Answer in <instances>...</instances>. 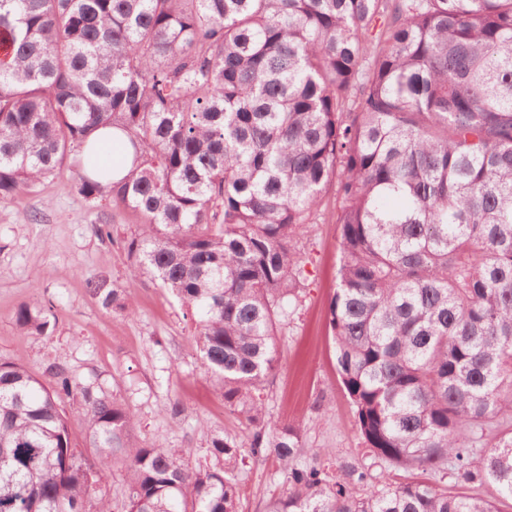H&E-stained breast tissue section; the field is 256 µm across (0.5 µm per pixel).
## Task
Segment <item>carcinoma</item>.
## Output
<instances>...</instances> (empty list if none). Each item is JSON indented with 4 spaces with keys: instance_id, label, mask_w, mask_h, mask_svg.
I'll return each mask as SVG.
<instances>
[{
    "instance_id": "obj_1",
    "label": "carcinoma",
    "mask_w": 512,
    "mask_h": 512,
    "mask_svg": "<svg viewBox=\"0 0 512 512\" xmlns=\"http://www.w3.org/2000/svg\"><path fill=\"white\" fill-rule=\"evenodd\" d=\"M0 201L69 163L90 205L139 216L128 279L186 304L250 451L130 441L134 416L93 382L0 363V512H110L94 487L127 461L126 512H239L238 471L272 455L266 512H500L512 499V0H0ZM110 128L121 178L77 156ZM338 283L327 311L366 448L434 478L332 480L260 392L303 291L295 244L329 189ZM102 307L134 311L121 288ZM54 315L23 305V334ZM86 423L73 443L61 397ZM485 496L450 491L445 478Z\"/></svg>"
}]
</instances>
